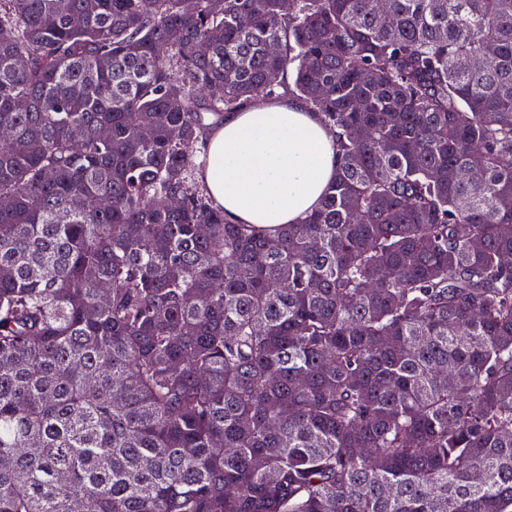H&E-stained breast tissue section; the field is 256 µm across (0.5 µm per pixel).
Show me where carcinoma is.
I'll return each instance as SVG.
<instances>
[{
    "instance_id": "cac0c4a2",
    "label": "carcinoma",
    "mask_w": 512,
    "mask_h": 512,
    "mask_svg": "<svg viewBox=\"0 0 512 512\" xmlns=\"http://www.w3.org/2000/svg\"><path fill=\"white\" fill-rule=\"evenodd\" d=\"M284 82L335 178L229 224ZM0 127V512H512V0H0ZM336 171L335 138L296 98L245 102L213 128L199 175L230 224H297Z\"/></svg>"
}]
</instances>
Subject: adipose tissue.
Returning a JSON list of instances; mask_svg holds the SVG:
<instances>
[{"mask_svg": "<svg viewBox=\"0 0 512 512\" xmlns=\"http://www.w3.org/2000/svg\"><path fill=\"white\" fill-rule=\"evenodd\" d=\"M335 171V138L303 101L255 99L210 131L199 182L226 222L269 227L317 208Z\"/></svg>", "mask_w": 512, "mask_h": 512, "instance_id": "1", "label": "adipose tissue"}]
</instances>
